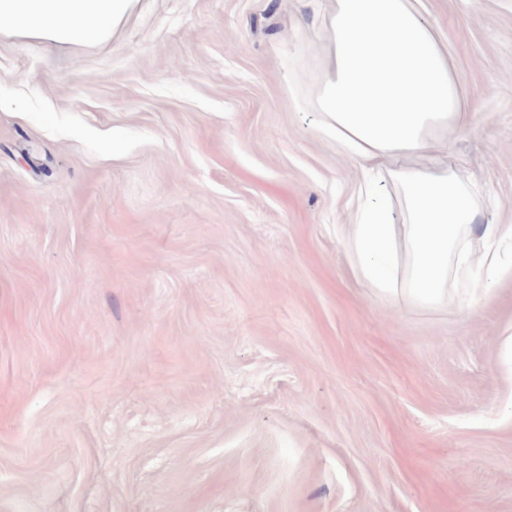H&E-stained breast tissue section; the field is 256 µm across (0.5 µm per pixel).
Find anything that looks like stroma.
I'll return each instance as SVG.
<instances>
[{
    "label": "stroma",
    "instance_id": "stroma-1",
    "mask_svg": "<svg viewBox=\"0 0 512 512\" xmlns=\"http://www.w3.org/2000/svg\"><path fill=\"white\" fill-rule=\"evenodd\" d=\"M423 4L512 224V0ZM321 27L316 0L0 26V512H512V273L434 309L355 276Z\"/></svg>",
    "mask_w": 512,
    "mask_h": 512
}]
</instances>
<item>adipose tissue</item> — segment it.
<instances>
[{
  "mask_svg": "<svg viewBox=\"0 0 512 512\" xmlns=\"http://www.w3.org/2000/svg\"><path fill=\"white\" fill-rule=\"evenodd\" d=\"M137 0H0V19L54 44L102 39ZM324 69L310 107L318 130L357 173L343 237L356 276L391 301L433 307L449 283L508 271L495 243L512 225L483 224L482 187L451 163L469 130L448 47L422 0H321ZM488 248L472 257L470 242Z\"/></svg>",
  "mask_w": 512,
  "mask_h": 512,
  "instance_id": "1",
  "label": "adipose tissue"
}]
</instances>
